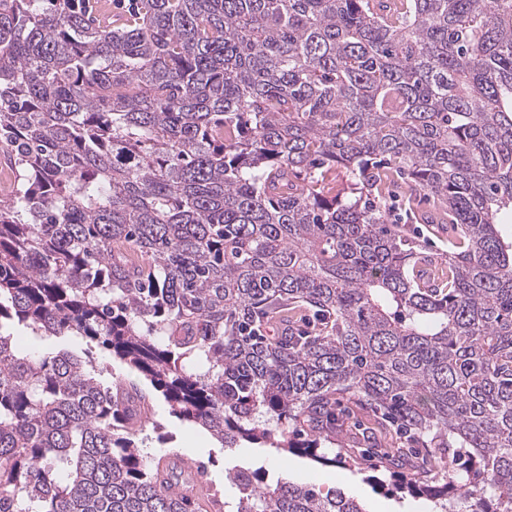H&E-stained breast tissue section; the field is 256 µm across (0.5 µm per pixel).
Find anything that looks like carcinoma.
Listing matches in <instances>:
<instances>
[{"label":"carcinoma","instance_id":"carcinoma-1","mask_svg":"<svg viewBox=\"0 0 512 512\" xmlns=\"http://www.w3.org/2000/svg\"><path fill=\"white\" fill-rule=\"evenodd\" d=\"M130 2L104 28L0 0V512H202L141 453L155 392L225 448L375 455L433 512H512V0ZM392 175L448 210L440 260L384 222ZM345 399L375 426L329 454ZM464 455L484 483H439ZM230 480L208 506L368 512ZM13 339L16 345L24 350L32 352H44L49 349L66 346L73 351L80 352L86 348L85 342L81 339L71 338H46L34 336L29 330L17 327L12 330Z\"/></svg>","mask_w":512,"mask_h":512}]
</instances>
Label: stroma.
I'll return each instance as SVG.
<instances>
[{
	"instance_id": "35a3bbf8",
	"label": "stroma",
	"mask_w": 512,
	"mask_h": 512,
	"mask_svg": "<svg viewBox=\"0 0 512 512\" xmlns=\"http://www.w3.org/2000/svg\"><path fill=\"white\" fill-rule=\"evenodd\" d=\"M434 208L432 200L422 193L408 198L391 188L384 195L383 211L388 222L406 229L409 236L419 240L432 254L447 251L452 234L451 224L428 223L427 217ZM199 431V426L173 417L163 396H155L144 431L143 453L152 461L175 451L185 465L205 463L206 484L229 501L235 500L238 494L229 480L230 474L246 469L260 471L269 484L287 479L316 485L324 493L344 491L364 500L369 512H431L432 504L427 499L393 490L388 473L376 460H368L359 468L320 465L298 456L281 462L269 449L247 444L223 448L212 439L207 446H200Z\"/></svg>"
}]
</instances>
